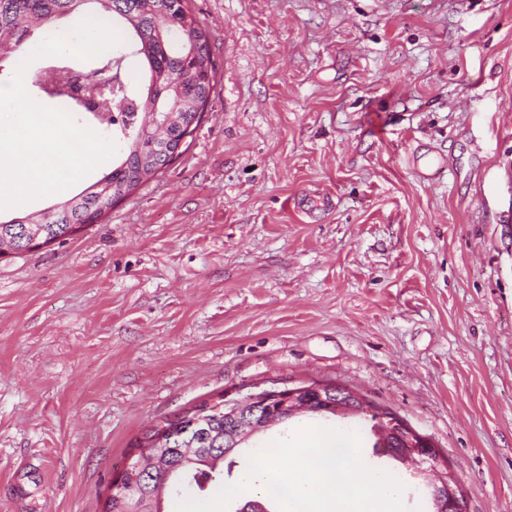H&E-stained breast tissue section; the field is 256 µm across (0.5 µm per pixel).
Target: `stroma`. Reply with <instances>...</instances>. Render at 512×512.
<instances>
[{
  "mask_svg": "<svg viewBox=\"0 0 512 512\" xmlns=\"http://www.w3.org/2000/svg\"><path fill=\"white\" fill-rule=\"evenodd\" d=\"M215 65L182 154L0 258V512H102L144 433L315 381L512 512V0H188ZM407 512H429L414 465Z\"/></svg>",
  "mask_w": 512,
  "mask_h": 512,
  "instance_id": "obj_1",
  "label": "stroma"
}]
</instances>
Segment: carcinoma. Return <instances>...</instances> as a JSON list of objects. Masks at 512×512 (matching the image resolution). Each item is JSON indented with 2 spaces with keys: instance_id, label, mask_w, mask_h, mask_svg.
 I'll return each instance as SVG.
<instances>
[{
  "instance_id": "obj_1",
  "label": "carcinoma",
  "mask_w": 512,
  "mask_h": 512,
  "mask_svg": "<svg viewBox=\"0 0 512 512\" xmlns=\"http://www.w3.org/2000/svg\"><path fill=\"white\" fill-rule=\"evenodd\" d=\"M111 21L125 24L135 40L133 54L144 58L148 65L149 84L142 98L122 80L121 60L107 59L98 66L81 72L87 82L116 80V95L111 108H90L76 99H69L71 111L80 119L100 126L124 144L125 156L112 166V171L81 193L66 199L39 214H30L0 222V241L13 239L17 249L26 246L24 228L42 229L41 239L51 243L63 236L71 224H94L112 209V205L137 188L143 178L138 176L141 165L153 161L156 171L169 166L175 156L157 154L158 142L145 127L164 120V112L173 104L172 88L186 84L194 89L183 94L180 112L208 111L212 91L214 63L209 53V36L199 19L190 11L187 0H0V61L18 52L38 30L51 31L53 24L79 13L88 5ZM182 44H194L198 51L176 52L172 39ZM224 438L194 456L187 463L164 477L155 474L145 478L138 471L127 474V480L156 485L165 481V490L176 491L186 483L204 491L232 477L238 466V449L224 454Z\"/></svg>"
}]
</instances>
